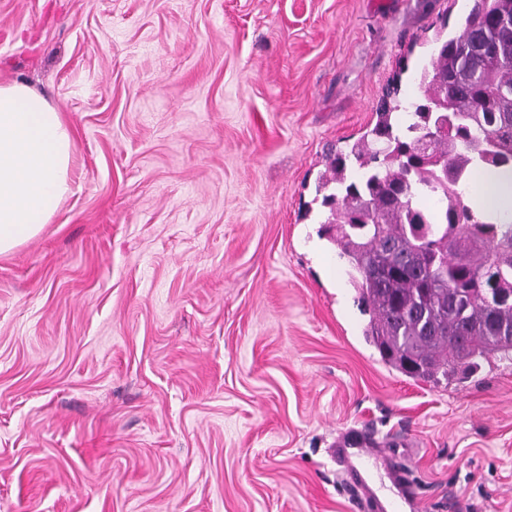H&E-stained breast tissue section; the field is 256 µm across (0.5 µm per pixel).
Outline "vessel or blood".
I'll return each instance as SVG.
<instances>
[{"instance_id": "obj_1", "label": "vessel or blood", "mask_w": 512, "mask_h": 512, "mask_svg": "<svg viewBox=\"0 0 512 512\" xmlns=\"http://www.w3.org/2000/svg\"><path fill=\"white\" fill-rule=\"evenodd\" d=\"M371 443L370 432L355 428L336 439V461L356 489L363 512H417L419 499L407 469L387 470V485L378 484L373 467L379 451Z\"/></svg>"}]
</instances>
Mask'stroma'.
I'll return each mask as SVG.
<instances>
[{"label":"stroma","instance_id":"obj_1","mask_svg":"<svg viewBox=\"0 0 512 512\" xmlns=\"http://www.w3.org/2000/svg\"><path fill=\"white\" fill-rule=\"evenodd\" d=\"M445 0H0V81L75 135L0 255V512H358L342 430L419 512H512V362L423 382L322 231L330 149Z\"/></svg>","mask_w":512,"mask_h":512}]
</instances>
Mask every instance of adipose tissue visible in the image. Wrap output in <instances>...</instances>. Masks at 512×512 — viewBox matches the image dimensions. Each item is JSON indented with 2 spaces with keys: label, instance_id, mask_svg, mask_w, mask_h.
<instances>
[{
  "label": "adipose tissue",
  "instance_id": "adipose-tissue-1",
  "mask_svg": "<svg viewBox=\"0 0 512 512\" xmlns=\"http://www.w3.org/2000/svg\"><path fill=\"white\" fill-rule=\"evenodd\" d=\"M75 151L57 107L21 82L0 83V254L11 252L48 223L68 190ZM480 207L512 221V172L483 173Z\"/></svg>",
  "mask_w": 512,
  "mask_h": 512
}]
</instances>
